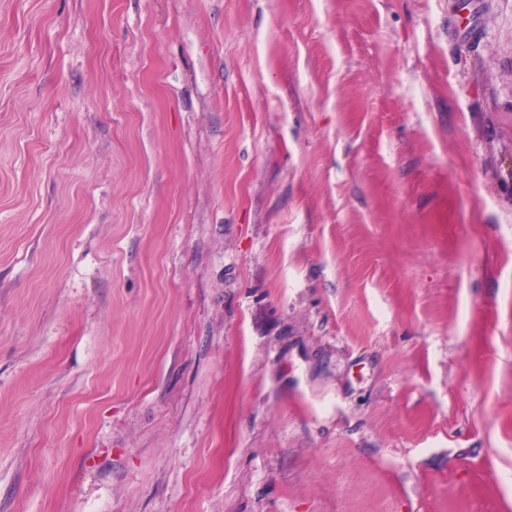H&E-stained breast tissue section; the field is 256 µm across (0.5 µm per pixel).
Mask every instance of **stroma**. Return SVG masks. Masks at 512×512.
I'll return each mask as SVG.
<instances>
[{"mask_svg": "<svg viewBox=\"0 0 512 512\" xmlns=\"http://www.w3.org/2000/svg\"><path fill=\"white\" fill-rule=\"evenodd\" d=\"M0 512H512V0H0Z\"/></svg>", "mask_w": 512, "mask_h": 512, "instance_id": "stroma-1", "label": "stroma"}]
</instances>
